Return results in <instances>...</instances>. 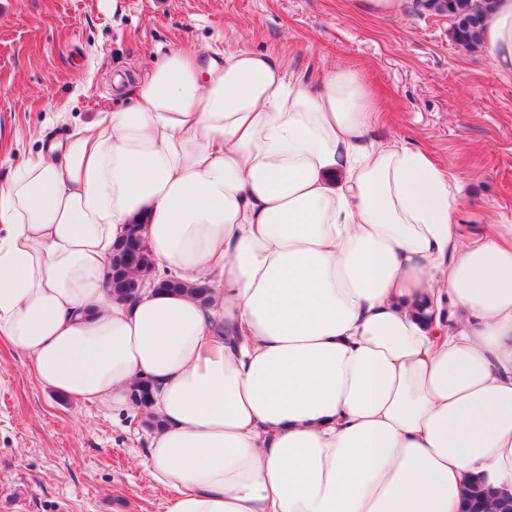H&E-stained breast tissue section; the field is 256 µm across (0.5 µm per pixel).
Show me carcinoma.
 Listing matches in <instances>:
<instances>
[{
  "label": "carcinoma",
  "instance_id": "cac0c4a2",
  "mask_svg": "<svg viewBox=\"0 0 512 512\" xmlns=\"http://www.w3.org/2000/svg\"><path fill=\"white\" fill-rule=\"evenodd\" d=\"M493 0H425L424 7L437 14L446 15L452 21L453 40L463 46L471 47L482 41L486 16L492 9ZM156 276L153 254L146 237H141L133 256L121 244H116L106 271V288L112 299L131 303L136 300L133 284ZM160 289L178 294L183 291L196 296L201 303L210 300L211 288L206 284L185 285L176 280L163 282ZM490 492L480 486L469 490L467 512H484V506Z\"/></svg>",
  "mask_w": 512,
  "mask_h": 512
}]
</instances>
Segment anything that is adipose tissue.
<instances>
[{
  "instance_id": "1",
  "label": "adipose tissue",
  "mask_w": 512,
  "mask_h": 512,
  "mask_svg": "<svg viewBox=\"0 0 512 512\" xmlns=\"http://www.w3.org/2000/svg\"><path fill=\"white\" fill-rule=\"evenodd\" d=\"M512 71V0L482 35ZM129 102L0 183V339L80 405L161 422L168 512H461L512 492V224L458 223L421 149L375 144L357 71L308 83L268 52L154 61ZM138 224L159 277L113 302ZM159 290L178 294L183 291L196 296L201 303L206 304L210 300L211 288L207 284L185 285L176 280L173 282H161Z\"/></svg>"
}]
</instances>
